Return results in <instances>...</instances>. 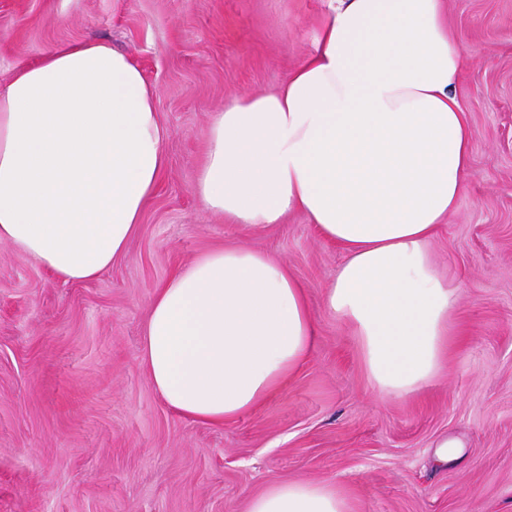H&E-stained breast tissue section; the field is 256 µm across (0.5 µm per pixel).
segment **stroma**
<instances>
[{
	"instance_id": "obj_1",
	"label": "stroma",
	"mask_w": 512,
	"mask_h": 512,
	"mask_svg": "<svg viewBox=\"0 0 512 512\" xmlns=\"http://www.w3.org/2000/svg\"><path fill=\"white\" fill-rule=\"evenodd\" d=\"M468 49L467 190L430 245L457 298L438 376L375 400L357 341L324 306L344 253L306 216L251 228L205 211L212 113L273 93L308 54L323 0H0V84L50 48L99 40L157 89L167 166L124 255L70 283L0 244V512H246L275 481L338 486L354 512H512V0H444ZM224 247L304 284L316 344L235 421L170 410L143 364L153 298ZM463 443L437 466V443Z\"/></svg>"
}]
</instances>
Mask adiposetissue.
Listing matches in <instances>:
<instances>
[{"instance_id": "1", "label": "adipose tissue", "mask_w": 512, "mask_h": 512, "mask_svg": "<svg viewBox=\"0 0 512 512\" xmlns=\"http://www.w3.org/2000/svg\"><path fill=\"white\" fill-rule=\"evenodd\" d=\"M467 52L442 0H327L312 51L270 94L213 113L196 194L237 224L304 214L339 244L325 307L356 336L374 396L439 372L456 291L428 246L472 176L473 130L454 87ZM157 90L132 57L69 43L0 86V243L66 282L122 255L166 168ZM316 339L282 262L212 250L157 291L143 359L163 401L223 424L265 400ZM247 512H351L327 484L275 482Z\"/></svg>"}]
</instances>
